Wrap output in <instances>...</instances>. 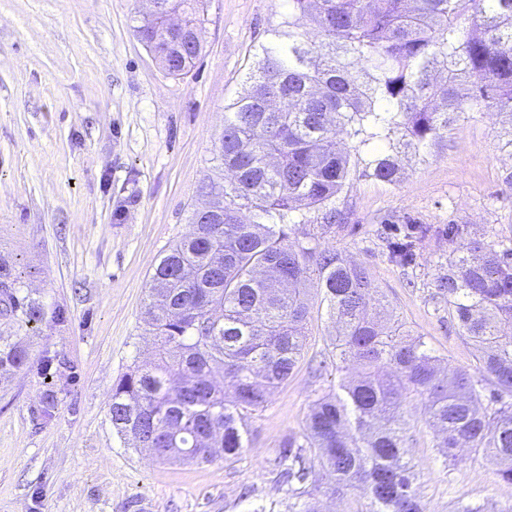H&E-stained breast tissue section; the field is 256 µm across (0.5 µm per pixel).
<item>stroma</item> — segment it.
Returning <instances> with one entry per match:
<instances>
[{"label": "stroma", "mask_w": 512, "mask_h": 512, "mask_svg": "<svg viewBox=\"0 0 512 512\" xmlns=\"http://www.w3.org/2000/svg\"><path fill=\"white\" fill-rule=\"evenodd\" d=\"M148 8V0H0V257L32 297L64 313L32 330L0 316V338L21 342L30 358L0 377V512H125L134 498L143 512H285L279 450L301 433L313 400L353 374H313L331 330L319 312L293 375L249 418V444L235 462L162 464L113 430L112 386L152 351L141 309L154 267L204 204L224 107L248 90L256 53L285 15L283 0H206L203 52L174 77L135 33ZM511 137L497 112L460 113L438 145L402 156L397 182L354 180L333 203L342 221L319 240L366 263L381 303L447 370L473 368L475 356L436 284L452 248L473 239L512 247ZM385 220L398 236L432 227L415 241L414 265L388 258L377 233ZM452 224L461 233L451 241ZM48 390L57 409L41 424ZM406 410L427 512L512 501V485L489 462L437 460L419 402Z\"/></svg>", "instance_id": "obj_1"}]
</instances>
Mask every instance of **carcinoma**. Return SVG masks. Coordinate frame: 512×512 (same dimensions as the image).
<instances>
[{"instance_id":"1","label":"carcinoma","mask_w":512,"mask_h":512,"mask_svg":"<svg viewBox=\"0 0 512 512\" xmlns=\"http://www.w3.org/2000/svg\"><path fill=\"white\" fill-rule=\"evenodd\" d=\"M282 27L260 46L250 88L224 107L214 159L229 176L210 180L211 200L161 257L142 311L154 336L151 362L133 364L112 386V428L162 463L232 462L246 448V422L303 356L314 307L336 325L314 368L355 363L358 378L316 399L302 433L278 464L288 512H425L409 457L405 406L419 398L437 457L462 453L495 462L512 484V249L477 241L448 258V314L476 351L472 372L440 376L437 357L397 317L380 319L367 267L339 251L289 240L298 207L324 211L310 239L332 231L329 204L352 171L397 178L401 154L435 145L468 107L512 117V0H284ZM136 35L180 76L201 43L171 36L169 16L202 28V0H155ZM469 26H459L461 19ZM312 21L321 40L303 27ZM447 80L439 85L434 74ZM345 132L351 151L336 149ZM390 259L414 262L412 235L387 242ZM0 316L32 328L47 316L0 259ZM29 363L18 342L0 343V376ZM57 406L46 392L38 413ZM319 472L325 486L298 490Z\"/></svg>"}]
</instances>
